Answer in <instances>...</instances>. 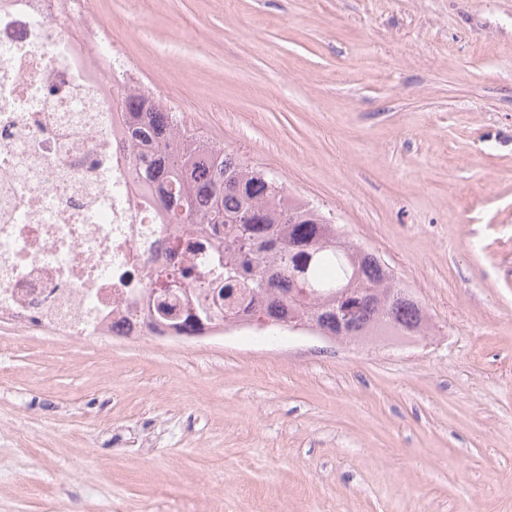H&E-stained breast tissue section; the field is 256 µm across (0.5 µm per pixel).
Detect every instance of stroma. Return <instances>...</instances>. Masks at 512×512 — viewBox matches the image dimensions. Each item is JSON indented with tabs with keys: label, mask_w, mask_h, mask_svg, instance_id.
Masks as SVG:
<instances>
[{
	"label": "stroma",
	"mask_w": 512,
	"mask_h": 512,
	"mask_svg": "<svg viewBox=\"0 0 512 512\" xmlns=\"http://www.w3.org/2000/svg\"><path fill=\"white\" fill-rule=\"evenodd\" d=\"M84 11L184 125L384 262L433 330L105 347L1 323L0 512H512V0Z\"/></svg>",
	"instance_id": "obj_1"
}]
</instances>
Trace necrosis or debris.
<instances>
[{
	"instance_id": "obj_1",
	"label": "necrosis or debris",
	"mask_w": 512,
	"mask_h": 512,
	"mask_svg": "<svg viewBox=\"0 0 512 512\" xmlns=\"http://www.w3.org/2000/svg\"><path fill=\"white\" fill-rule=\"evenodd\" d=\"M83 0H0V322L80 340L166 335L147 315L160 269L191 261L131 166L102 70L121 46L79 20Z\"/></svg>"
}]
</instances>
